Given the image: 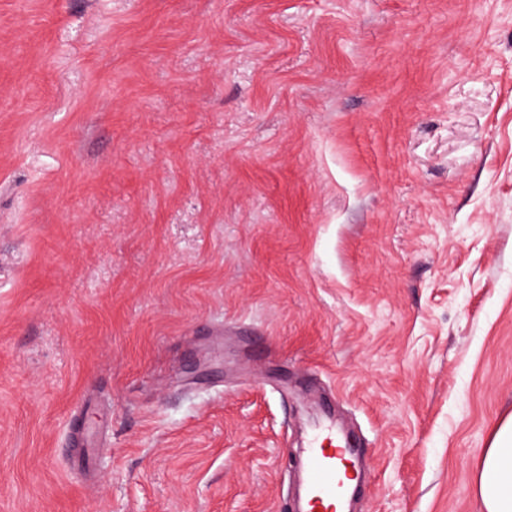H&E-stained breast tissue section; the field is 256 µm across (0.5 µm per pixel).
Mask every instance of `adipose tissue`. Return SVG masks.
<instances>
[{"instance_id":"ef3b65f1","label":"adipose tissue","mask_w":512,"mask_h":512,"mask_svg":"<svg viewBox=\"0 0 512 512\" xmlns=\"http://www.w3.org/2000/svg\"><path fill=\"white\" fill-rule=\"evenodd\" d=\"M476 493L483 512H512V415L499 424L482 454Z\"/></svg>"}]
</instances>
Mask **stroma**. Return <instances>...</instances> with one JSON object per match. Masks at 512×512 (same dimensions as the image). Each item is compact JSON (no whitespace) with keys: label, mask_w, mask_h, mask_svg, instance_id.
I'll return each instance as SVG.
<instances>
[{"label":"stroma","mask_w":512,"mask_h":512,"mask_svg":"<svg viewBox=\"0 0 512 512\" xmlns=\"http://www.w3.org/2000/svg\"><path fill=\"white\" fill-rule=\"evenodd\" d=\"M325 399L356 512H481L512 0H0V512H287Z\"/></svg>","instance_id":"obj_1"}]
</instances>
